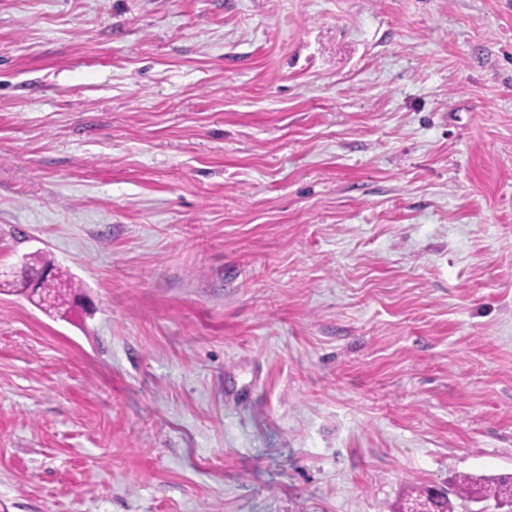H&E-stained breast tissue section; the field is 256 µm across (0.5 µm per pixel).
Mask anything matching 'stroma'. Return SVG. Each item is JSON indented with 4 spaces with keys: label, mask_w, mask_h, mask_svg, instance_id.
<instances>
[{
    "label": "stroma",
    "mask_w": 512,
    "mask_h": 512,
    "mask_svg": "<svg viewBox=\"0 0 512 512\" xmlns=\"http://www.w3.org/2000/svg\"><path fill=\"white\" fill-rule=\"evenodd\" d=\"M0 512H394L512 474V0H0ZM46 288H56V296H58V298L55 305L43 309L49 313L54 311V313L57 315L65 317V315L68 313V310L64 309L68 303V291L72 290V288H76L75 283L70 279V277H68L65 272L56 269V276L54 280H52Z\"/></svg>",
    "instance_id": "obj_1"
}]
</instances>
